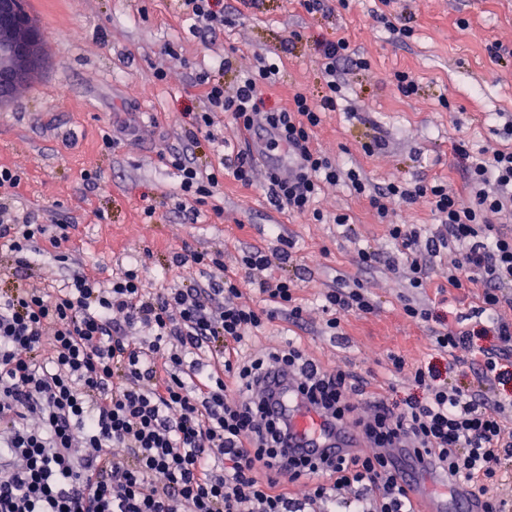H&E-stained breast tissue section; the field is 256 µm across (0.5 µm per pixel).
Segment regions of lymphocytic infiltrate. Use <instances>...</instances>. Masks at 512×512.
Here are the masks:
<instances>
[{
  "label": "lymphocytic infiltrate",
  "instance_id": "f902f5d3",
  "mask_svg": "<svg viewBox=\"0 0 512 512\" xmlns=\"http://www.w3.org/2000/svg\"><path fill=\"white\" fill-rule=\"evenodd\" d=\"M317 55L327 95L298 91L290 106L273 111L261 110L260 101L276 68L240 75L229 91L220 75L233 63L222 58L219 77L198 80L204 105L186 113L185 136L217 141L220 112L242 131L264 120L299 161L290 180L268 173L274 206L319 221L313 205L324 186L348 184L387 225L410 288L425 287L430 258L453 248L448 288L482 283V321L452 325L447 314H432L410 298L403 311L434 322L438 349L476 353L473 382L452 384L420 366L410 372L416 395L399 402L379 397L357 419L350 397L358 379L348 370L318 366L291 341L244 355L248 339L274 313L296 325L304 316L294 279L266 277L273 262L259 249L243 251L236 275L226 273L220 253L177 255V268L210 272L207 288L194 282L150 295L141 269L132 266L107 286L77 273L60 285L1 292L0 512H418L403 471L388 456L407 445L450 490L467 488L483 500V512H505L511 501L489 495L487 482L512 474L506 406L496 398L512 380V320L501 314L512 307V150L456 144L462 194L436 181L373 185L311 145L322 113L338 106L341 71L357 63L342 38L319 41ZM167 164L179 178L180 211L197 216L220 184L218 172L201 168L184 150L171 152ZM420 200L439 223L425 240L394 220ZM45 235L55 261L66 262L68 225L34 224L0 205V242L16 271L36 266L35 244ZM246 282L263 305L245 298ZM377 308L357 280L337 279L323 293L333 333L347 315ZM484 336L496 337V346H480ZM202 349L212 356L211 368L193 358ZM276 370L292 375L299 401L326 422L355 424L363 447L283 458L288 424L267 411L277 400L267 384ZM294 485L302 487L301 498L289 496Z\"/></svg>",
  "mask_w": 512,
  "mask_h": 512
}]
</instances>
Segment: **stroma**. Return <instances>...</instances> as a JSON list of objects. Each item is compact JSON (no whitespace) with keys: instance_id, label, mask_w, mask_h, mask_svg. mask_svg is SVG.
Here are the masks:
<instances>
[{"instance_id":"35a3bbf8","label":"stroma","mask_w":512,"mask_h":512,"mask_svg":"<svg viewBox=\"0 0 512 512\" xmlns=\"http://www.w3.org/2000/svg\"><path fill=\"white\" fill-rule=\"evenodd\" d=\"M222 3L229 24L197 33L182 0H30L48 46L34 79L0 106V165L23 177L10 206L39 224L70 225V259L53 264L51 245L39 241L42 267L27 279L13 273L11 253L0 247V291L43 286L48 263L57 278L82 270L108 283L139 262L146 288L157 292L181 286L173 260L184 249L222 252L232 271L242 251L259 248L274 257L288 248L292 257L285 267L298 278L308 318L297 327L277 314L248 341L246 353H264L291 338L322 367L341 366L364 377L363 393L353 398L359 417L368 414L370 395L399 401L413 394L408 374L390 372L391 353L409 367L425 362L449 379L472 381L473 373L454 368L450 354L434 346L431 323L404 315L408 285L390 265L398 248L366 200L344 185H328L316 203L323 221L294 215L270 204L260 169L249 187L225 176L212 205L201 207L191 224L178 210L177 177L166 159L184 149L198 163L216 167L235 153L251 154L230 114L217 115L214 143L189 145L182 128V113L203 106L197 76L214 72L224 54L236 61L235 71L223 76L228 86L254 70L258 57L275 63L279 73L263 90L264 106L281 109L294 91L325 94L315 42L342 37L368 65L346 68L345 98L323 114L315 147L344 167L362 169L377 186L439 180L463 191L456 143L512 149V134L490 119L494 112L512 114V57L489 51L496 42L512 48V0H346L313 15L300 0ZM385 11L411 24L412 37L390 33L378 20ZM75 30L76 41L70 37ZM159 67L165 80L154 76ZM398 71L414 77V94L397 90L392 77ZM107 131L117 139L109 150L102 143ZM375 138L382 149L365 154L363 143ZM89 171L101 176L96 187L84 180ZM216 205L223 207V219L214 216ZM148 207L153 216L145 215ZM342 213L349 227L334 223ZM362 248L380 252L382 263L359 269ZM452 257L444 249L434 258L418 298L432 311L446 305L467 317L481 303L482 286L442 295L443 268ZM347 276L363 280L379 307L348 316L334 336L325 327L320 295Z\"/></svg>"}]
</instances>
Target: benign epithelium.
<instances>
[{
  "mask_svg": "<svg viewBox=\"0 0 512 512\" xmlns=\"http://www.w3.org/2000/svg\"><path fill=\"white\" fill-rule=\"evenodd\" d=\"M46 42V33L23 11L21 0H0V106L35 75Z\"/></svg>",
  "mask_w": 512,
  "mask_h": 512,
  "instance_id": "benign-epithelium-1",
  "label": "benign epithelium"
}]
</instances>
